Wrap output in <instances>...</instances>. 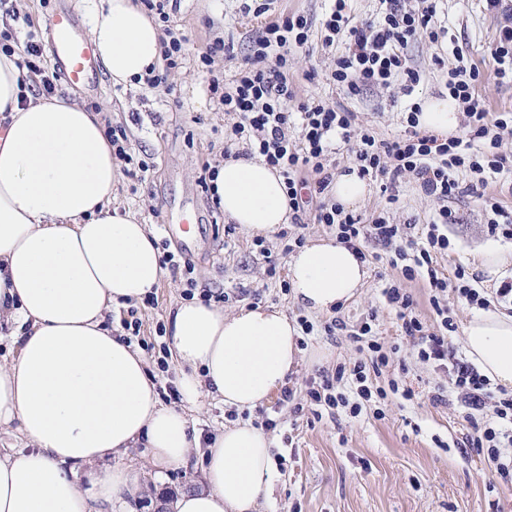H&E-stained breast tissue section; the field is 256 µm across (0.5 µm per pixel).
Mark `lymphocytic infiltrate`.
Here are the masks:
<instances>
[{"instance_id":"f902f5d3","label":"lymphocytic infiltrate","mask_w":512,"mask_h":512,"mask_svg":"<svg viewBox=\"0 0 512 512\" xmlns=\"http://www.w3.org/2000/svg\"><path fill=\"white\" fill-rule=\"evenodd\" d=\"M330 14L322 27L324 45L335 41L345 44L330 77L348 92L362 88H390L402 80L406 91H413L420 81L419 72L410 66L404 48L418 31H428L431 38L444 33L437 17L436 0H422L419 11L404 9L401 0H385L387 7L381 21L352 23L346 13V0H333ZM309 23L301 15L271 23L255 40L253 53L234 75L228 90H221L219 81H212L211 91L220 92L225 111L238 117L230 136L244 141L245 154L257 157L279 171L287 188L292 212H300L310 194H323L333 180L327 167L335 140L353 143L354 165L360 177L381 179L382 190L396 188L404 176H413L427 195L447 199L460 194L475 196L484 210L491 214L488 232L512 240V212L501 202L487 195L484 181L467 185L455 177L466 168L480 174L504 170L512 157L500 150L499 131L512 123V113L502 112L489 118L482 100L475 93L480 72L477 67L460 64L448 72V94L463 105L468 122L462 133L440 137L431 131L419 130L420 106H412L408 128L402 138L394 141L376 139L367 131L356 132L353 114L343 106H331L322 100L308 98L301 102L288 79V54L305 48ZM299 127V136H291L292 127ZM316 223L334 231L339 243L355 250L360 260L369 257L365 249L368 238L393 248L396 259L402 260V274L407 279L423 278L434 294L454 291L469 306L485 309L490 301L480 289L467 280L464 269L446 276L435 265L436 255L448 252L450 241L444 229L453 223L454 215L441 208L430 224L422 230L421 240L403 236L399 225L389 223L385 214L364 220L362 215L345 212L336 203L320 204L314 215ZM386 303L396 311L404 335L417 346L418 359L448 373L449 392H435L433 404L462 409L470 430L462 440L461 450L485 454L489 467L504 482L512 484V392L492 386L490 380L463 359L457 358L448 334L455 325L445 308H437L438 330L429 331L415 314L412 297L397 283L382 290ZM354 342L366 347L369 361L337 365L333 374L322 375L306 390L310 405L330 409H348L358 416L363 407L381 414L382 390L374 388L373 376L389 367L390 357L384 352L371 325H363L353 336ZM349 383L354 398L338 390Z\"/></svg>"}]
</instances>
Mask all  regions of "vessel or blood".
Returning a JSON list of instances; mask_svg holds the SVG:
<instances>
[{
	"instance_id": "vessel-or-blood-1",
	"label": "vessel or blood",
	"mask_w": 512,
	"mask_h": 512,
	"mask_svg": "<svg viewBox=\"0 0 512 512\" xmlns=\"http://www.w3.org/2000/svg\"><path fill=\"white\" fill-rule=\"evenodd\" d=\"M45 50L50 65L61 71L66 82L74 87L84 86L97 65L92 42L77 33L76 21L68 13L50 18Z\"/></svg>"
}]
</instances>
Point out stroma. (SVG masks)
<instances>
[{"instance_id": "1", "label": "stroma", "mask_w": 512, "mask_h": 512, "mask_svg": "<svg viewBox=\"0 0 512 512\" xmlns=\"http://www.w3.org/2000/svg\"><path fill=\"white\" fill-rule=\"evenodd\" d=\"M76 2L12 0L10 9L0 8V23L12 31L14 45L20 48L29 35L46 37L50 17L62 9L74 11L80 28H87L88 19ZM176 2V8L169 11V25L184 32L188 41L179 67L168 72L164 86L145 85L132 92L112 85L100 71L92 78L94 90L62 80L58 91L90 108L115 104V111L106 113V122L126 131L134 161L148 167L139 180L122 175L116 186L117 202L120 208L138 212L155 225L159 245L177 255L189 253L198 290L224 295L223 306L228 311L273 306L289 318L304 319L314 326L303 338L304 361L287 378L296 392L294 403L282 402L276 395L262 410L252 412H233L217 402L205 403L194 416L202 436L214 435L234 420L255 424L266 417L276 420L271 435L278 478L271 501L262 504L260 512H512V485L494 476L483 456L456 448V440L466 431L461 409L436 406L427 398L430 391L447 386L448 379L418 359L416 346L404 336L394 310L381 295L386 283H399L413 297L423 324L432 329L437 325L436 307L426 283L403 278L400 268L391 265L387 250L368 242L367 284L357 298L336 312L334 317L343 322V329L327 335L324 325L329 317L295 305L290 293L281 288L280 275L288 270V258L277 234L265 236L263 245L258 246L253 235L243 229L227 231L223 212L199 182L205 168L223 162L225 153L243 149L228 136L237 117L225 112L218 96L209 92V79L215 75L230 81L250 56L252 42L266 24L292 15L305 16L311 25L309 48L291 53L290 81L300 94H315L353 112L357 129L392 140L403 135L411 104L440 96L448 70L460 55L480 71L476 91L487 111L512 112V80L497 76L489 54L501 15L489 12L484 0H440L439 16L447 23L448 37L434 41L423 31L404 49L420 72L415 91L405 94L396 84L352 95L329 78L343 48L322 45L321 22L327 0H267L268 9L259 16L245 12L246 0ZM218 38L229 43L230 50L216 56L212 66H205L200 57ZM367 184V198L354 208L367 218L385 210L393 223L420 227L430 222L440 206H448L457 221L448 227L451 247L437 255L438 268L447 274L464 268L475 287L494 289L497 276L480 258L492 249L511 252L512 240L489 235L488 216L474 197L462 194L443 204L426 195L408 176L398 184V200L391 204L379 181L371 178ZM192 217L197 220L196 235L187 241L180 237L178 227ZM270 258L279 265L278 277L266 273ZM185 290L181 275L169 272L145 300L112 314V327L121 334L126 331V321L140 319V334L132 343L142 351L149 372L158 381L163 403L175 407L181 404L178 372L174 364L161 362L166 339L159 330L167 326L169 313L184 299ZM365 323L371 324L393 360L391 369L375 378V385L387 386L394 378L412 387L416 398L408 401L397 394L388 395L380 417L366 409L355 418L343 409L314 414L304 405L310 382L320 373L334 372L337 364L368 360V352L359 351L351 337ZM320 350L327 352V359L315 360L314 354ZM298 402L303 411H295ZM112 463L138 470L140 487L113 502L111 512H155L160 493L198 488L204 482L195 456L160 481L150 468L148 449H129Z\"/></svg>"}]
</instances>
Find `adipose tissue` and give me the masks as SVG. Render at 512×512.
<instances>
[{
  "instance_id": "ef3b65f1",
  "label": "adipose tissue",
  "mask_w": 512,
  "mask_h": 512,
  "mask_svg": "<svg viewBox=\"0 0 512 512\" xmlns=\"http://www.w3.org/2000/svg\"><path fill=\"white\" fill-rule=\"evenodd\" d=\"M88 34L114 85L135 88L159 66L161 34L139 0H85ZM21 52H0V512H103L138 474L111 466L138 444L156 476L199 455L204 485L174 512H258L275 483L272 438L235 422L202 439L192 414L205 400L240 411L265 404L305 357L298 323L272 306L233 313L193 298L167 325L184 405H165L143 355L112 332V311L144 299L164 276L154 225L120 211V177L103 111L31 95ZM213 199L225 221L265 236L289 220L282 176L259 159L217 165ZM292 298L329 313L357 295L367 270L321 238L288 261ZM469 359L512 388V315L482 311L464 327ZM105 464L82 489L76 469Z\"/></svg>"
}]
</instances>
